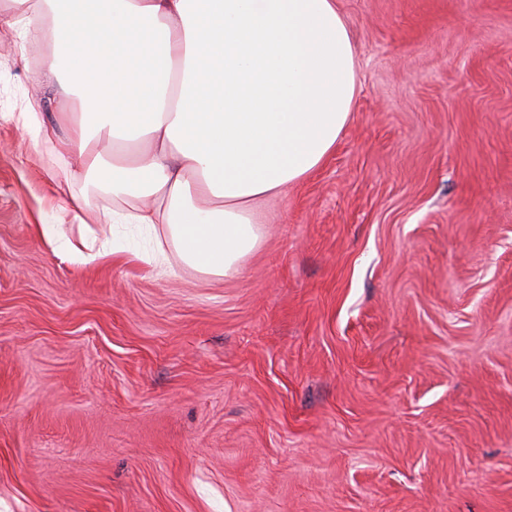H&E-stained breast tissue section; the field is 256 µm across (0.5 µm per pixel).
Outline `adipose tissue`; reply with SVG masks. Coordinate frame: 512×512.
I'll list each match as a JSON object with an SVG mask.
<instances>
[{"label": "adipose tissue", "mask_w": 512, "mask_h": 512, "mask_svg": "<svg viewBox=\"0 0 512 512\" xmlns=\"http://www.w3.org/2000/svg\"><path fill=\"white\" fill-rule=\"evenodd\" d=\"M19 41L50 35L43 71L67 75L81 114L18 119L65 130L75 182L159 224L181 259L237 274L258 246L256 201L308 177L357 89L336 0H13Z\"/></svg>", "instance_id": "1"}]
</instances>
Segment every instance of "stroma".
Returning <instances> with one entry per match:
<instances>
[{"instance_id": "35a3bbf8", "label": "stroma", "mask_w": 512, "mask_h": 512, "mask_svg": "<svg viewBox=\"0 0 512 512\" xmlns=\"http://www.w3.org/2000/svg\"><path fill=\"white\" fill-rule=\"evenodd\" d=\"M336 6L349 120L230 279L35 233L17 116L80 102L0 27V512H512V0ZM40 235L49 242L58 243L64 241V247L71 254V257L79 262L87 263L107 253L108 249L103 246L96 254H85L81 247L74 243L66 234V224H39Z\"/></svg>"}]
</instances>
